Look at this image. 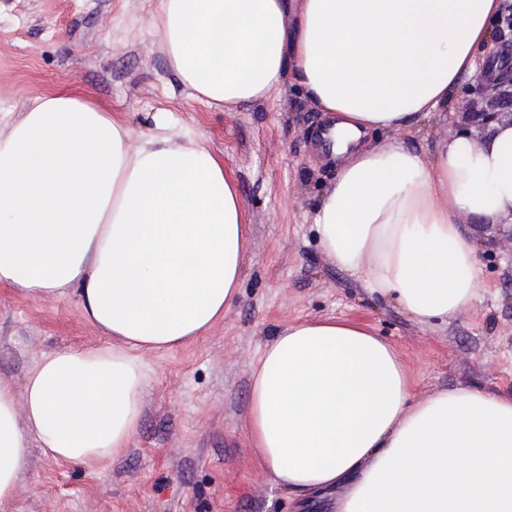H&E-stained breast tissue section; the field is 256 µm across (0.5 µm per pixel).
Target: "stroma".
<instances>
[{
  "label": "stroma",
  "mask_w": 512,
  "mask_h": 512,
  "mask_svg": "<svg viewBox=\"0 0 512 512\" xmlns=\"http://www.w3.org/2000/svg\"><path fill=\"white\" fill-rule=\"evenodd\" d=\"M155 0H0V108L19 119L28 97L67 93L90 100L141 136L166 113L173 132L201 139L232 172L250 245L240 292L197 340L144 353L153 371L138 432L121 458L96 474L31 451L10 512H325L299 510L256 462L246 431L249 371L280 325L336 317L372 330L400 354L413 398L471 388L512 398V226L460 220L477 246L480 296L445 322L416 323L395 301L327 261L313 216L335 172L321 164L312 133L324 114L296 83L277 100L215 107L187 96L162 42L149 32ZM512 58L494 80L476 72L445 108L408 130L375 135L429 156L457 131L475 139ZM112 340L90 323L73 289L39 298L0 284V379L23 392L46 354L101 348Z\"/></svg>",
  "instance_id": "stroma-1"
}]
</instances>
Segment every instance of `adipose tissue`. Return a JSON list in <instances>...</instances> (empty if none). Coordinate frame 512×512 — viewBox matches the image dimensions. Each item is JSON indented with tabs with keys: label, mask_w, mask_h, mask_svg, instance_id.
Returning <instances> with one entry per match:
<instances>
[{
	"label": "adipose tissue",
	"mask_w": 512,
	"mask_h": 512,
	"mask_svg": "<svg viewBox=\"0 0 512 512\" xmlns=\"http://www.w3.org/2000/svg\"><path fill=\"white\" fill-rule=\"evenodd\" d=\"M151 33L211 105L302 85L330 115L336 177L313 224L324 257L419 323L479 295L459 217L512 218V125L440 140L431 157L369 132L412 127L493 51L502 0H155ZM0 138V283L77 290L107 348L44 356L23 395L0 380V512L31 446L94 467L137 433L142 354L204 335L239 293L249 248L232 173L196 139L133 132L99 106L36 95ZM247 431L260 466L333 512H512V398L468 388L412 398L398 351L346 320L279 327L253 361Z\"/></svg>",
	"instance_id": "adipose-tissue-1"
}]
</instances>
